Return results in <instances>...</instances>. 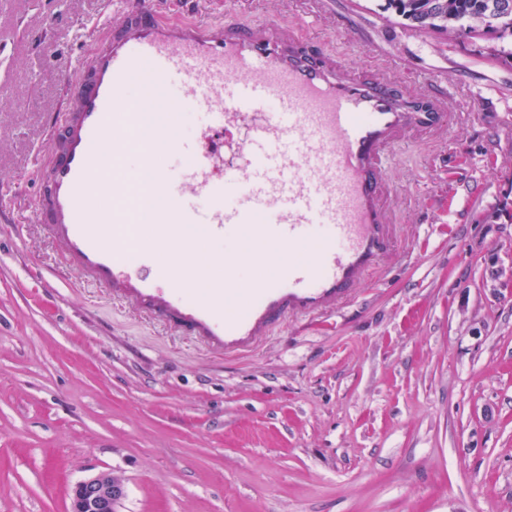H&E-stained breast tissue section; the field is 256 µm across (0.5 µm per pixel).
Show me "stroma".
<instances>
[{
    "label": "stroma",
    "mask_w": 512,
    "mask_h": 512,
    "mask_svg": "<svg viewBox=\"0 0 512 512\" xmlns=\"http://www.w3.org/2000/svg\"><path fill=\"white\" fill-rule=\"evenodd\" d=\"M200 0L444 93L387 162L394 250L335 313L227 358L79 287L34 218L62 85L113 0H0V512H512V39H448L384 0ZM68 512H119L126 496L125 480L113 472H100L78 482L70 492Z\"/></svg>",
    "instance_id": "35a3bbf8"
}]
</instances>
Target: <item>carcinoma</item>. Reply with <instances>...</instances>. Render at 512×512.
I'll use <instances>...</instances> for the list:
<instances>
[{
	"label": "carcinoma",
	"mask_w": 512,
	"mask_h": 512,
	"mask_svg": "<svg viewBox=\"0 0 512 512\" xmlns=\"http://www.w3.org/2000/svg\"><path fill=\"white\" fill-rule=\"evenodd\" d=\"M386 6L418 30L512 37V0H386Z\"/></svg>",
	"instance_id": "obj_1"
}]
</instances>
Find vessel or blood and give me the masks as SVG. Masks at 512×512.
Returning a JSON list of instances; mask_svg holds the SVG:
<instances>
[{
  "label": "vessel or blood",
  "mask_w": 512,
  "mask_h": 512,
  "mask_svg": "<svg viewBox=\"0 0 512 512\" xmlns=\"http://www.w3.org/2000/svg\"><path fill=\"white\" fill-rule=\"evenodd\" d=\"M67 95L38 223L83 281L227 356L362 285L392 248L387 155L407 130L448 125L438 96L378 67L341 74L296 30L228 15L216 32L161 18L157 0L126 11ZM142 199L159 202L144 228ZM192 226L211 244L197 267L182 260Z\"/></svg>",
  "instance_id": "b4317fda"
}]
</instances>
